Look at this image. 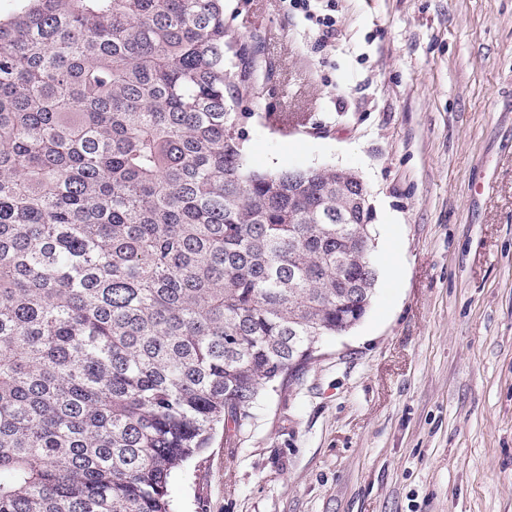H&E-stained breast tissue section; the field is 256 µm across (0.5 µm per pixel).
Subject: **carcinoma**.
I'll use <instances>...</instances> for the list:
<instances>
[{"mask_svg":"<svg viewBox=\"0 0 512 512\" xmlns=\"http://www.w3.org/2000/svg\"><path fill=\"white\" fill-rule=\"evenodd\" d=\"M258 54L224 0L0 17V512H171L215 426L358 319L336 169L249 165Z\"/></svg>","mask_w":512,"mask_h":512,"instance_id":"1","label":"carcinoma"}]
</instances>
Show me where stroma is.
<instances>
[{"instance_id": "35a3bbf8", "label": "stroma", "mask_w": 512, "mask_h": 512, "mask_svg": "<svg viewBox=\"0 0 512 512\" xmlns=\"http://www.w3.org/2000/svg\"><path fill=\"white\" fill-rule=\"evenodd\" d=\"M224 24L262 47L251 166L355 172L378 278L176 469L173 512H512V0H224Z\"/></svg>"}]
</instances>
